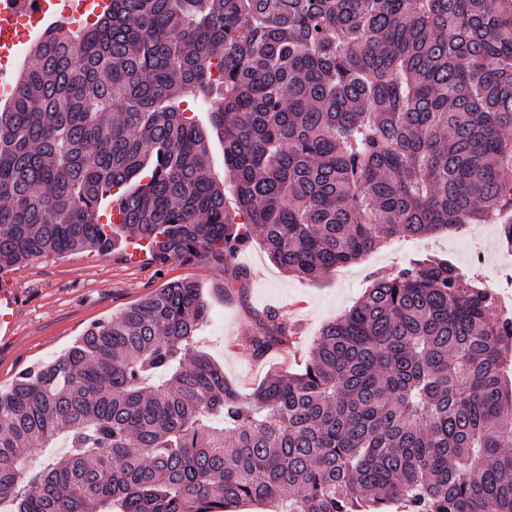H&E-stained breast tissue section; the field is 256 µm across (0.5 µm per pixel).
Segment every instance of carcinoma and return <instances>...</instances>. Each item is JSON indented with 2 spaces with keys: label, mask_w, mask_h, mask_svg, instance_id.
<instances>
[{
  "label": "carcinoma",
  "mask_w": 512,
  "mask_h": 512,
  "mask_svg": "<svg viewBox=\"0 0 512 512\" xmlns=\"http://www.w3.org/2000/svg\"><path fill=\"white\" fill-rule=\"evenodd\" d=\"M31 54L0 112V272L124 238L237 280L254 235L315 279L512 212V0H112ZM182 96L213 100L211 129ZM206 314L170 282L0 390V504L512 512V320L448 259L377 279L302 372L246 395L198 346ZM287 342L269 314L250 349ZM60 436L22 483V448Z\"/></svg>",
  "instance_id": "carcinoma-1"
}]
</instances>
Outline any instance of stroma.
Returning <instances> with one entry per match:
<instances>
[{
    "mask_svg": "<svg viewBox=\"0 0 512 512\" xmlns=\"http://www.w3.org/2000/svg\"><path fill=\"white\" fill-rule=\"evenodd\" d=\"M426 254L448 258L480 286L493 288L498 303L512 305V288L497 279L500 270L512 267V250L502 246L496 224H465L424 238L395 237L357 264L313 280L280 270L254 237L234 259L245 277L230 285L220 267L177 260L162 265L148 252L123 244L104 253L47 255L0 274V285L10 295L7 317L0 320V389L10 387L20 373L56 359L92 324L119 315L167 282L192 279L208 311L202 346L223 365L225 378L248 394L271 372L301 370L326 323L355 305L375 278ZM270 313L288 321L293 333L286 345L257 358L249 341Z\"/></svg>",
    "mask_w": 512,
    "mask_h": 512,
    "instance_id": "1",
    "label": "stroma"
}]
</instances>
